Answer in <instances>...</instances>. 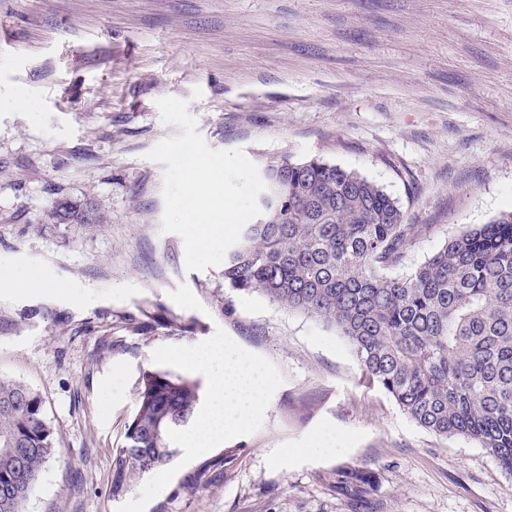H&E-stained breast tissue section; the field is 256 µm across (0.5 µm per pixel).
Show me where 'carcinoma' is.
<instances>
[{
  "mask_svg": "<svg viewBox=\"0 0 512 512\" xmlns=\"http://www.w3.org/2000/svg\"><path fill=\"white\" fill-rule=\"evenodd\" d=\"M268 202L224 260V285L258 293L336 330L363 378L417 425L465 436L512 472V211L467 228L405 274L418 227L359 173L320 158L269 161ZM58 224L97 221L85 204L60 200ZM199 388L164 370L138 380L126 444L112 456V498L142 473L171 464L175 433L196 415ZM54 455L38 393L0 379V512L24 504ZM368 485L355 468L336 488Z\"/></svg>",
  "mask_w": 512,
  "mask_h": 512,
  "instance_id": "1",
  "label": "carcinoma"
}]
</instances>
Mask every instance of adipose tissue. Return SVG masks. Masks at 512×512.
I'll return each instance as SVG.
<instances>
[{"label": "adipose tissue", "mask_w": 512, "mask_h": 512, "mask_svg": "<svg viewBox=\"0 0 512 512\" xmlns=\"http://www.w3.org/2000/svg\"><path fill=\"white\" fill-rule=\"evenodd\" d=\"M186 362L210 379L209 401L182 445L198 454L223 440L225 434L247 430L263 408L270 380L251 358L215 343L186 354Z\"/></svg>", "instance_id": "adipose-tissue-1"}]
</instances>
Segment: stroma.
<instances>
[{
    "label": "stroma",
    "instance_id": "1",
    "mask_svg": "<svg viewBox=\"0 0 512 512\" xmlns=\"http://www.w3.org/2000/svg\"><path fill=\"white\" fill-rule=\"evenodd\" d=\"M0 270L50 268L96 300L0 295V378L37 392L55 455L25 512H512V474L473 440L418 426L364 381L331 327L186 271L161 229L188 100L215 150L312 157L398 200L422 232L400 272L512 210V0H0ZM95 224H57L59 200ZM221 342L259 362L267 402L244 432L180 451L110 493L142 371L209 380L183 360ZM336 437L331 455L312 450ZM343 465L375 482L357 507Z\"/></svg>",
    "mask_w": 512,
    "mask_h": 512
}]
</instances>
